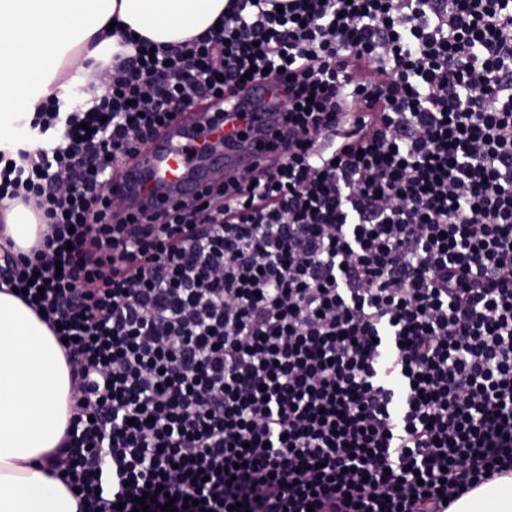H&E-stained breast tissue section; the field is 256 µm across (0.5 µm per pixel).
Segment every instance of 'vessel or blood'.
Segmentation results:
<instances>
[{
  "mask_svg": "<svg viewBox=\"0 0 512 512\" xmlns=\"http://www.w3.org/2000/svg\"><path fill=\"white\" fill-rule=\"evenodd\" d=\"M281 90L260 84L251 93L246 118L236 111L175 119L167 133L146 148L138 162L121 169L117 181L131 209H165L206 183L228 178L237 169L271 157L277 142Z\"/></svg>",
  "mask_w": 512,
  "mask_h": 512,
  "instance_id": "1",
  "label": "vessel or blood"
}]
</instances>
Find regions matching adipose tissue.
Masks as SVG:
<instances>
[{"label":"adipose tissue","mask_w":512,"mask_h":512,"mask_svg":"<svg viewBox=\"0 0 512 512\" xmlns=\"http://www.w3.org/2000/svg\"><path fill=\"white\" fill-rule=\"evenodd\" d=\"M227 0H0V149L30 131L36 106L98 81L117 52L110 22L156 44L197 36ZM71 370L48 326L0 291V512H78L77 499L38 460L69 419ZM448 512H512V475L481 485Z\"/></svg>","instance_id":"1"}]
</instances>
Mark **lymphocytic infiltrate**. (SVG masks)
Segmentation results:
<instances>
[{
	"label": "lymphocytic infiltrate",
	"instance_id": "lymphocytic-infiltrate-1",
	"mask_svg": "<svg viewBox=\"0 0 512 512\" xmlns=\"http://www.w3.org/2000/svg\"><path fill=\"white\" fill-rule=\"evenodd\" d=\"M120 44L0 151L45 226L0 286L63 341L45 467L79 512H448L512 473V0H228ZM280 79L276 167L130 212L117 174L179 111Z\"/></svg>",
	"mask_w": 512,
	"mask_h": 512
}]
</instances>
